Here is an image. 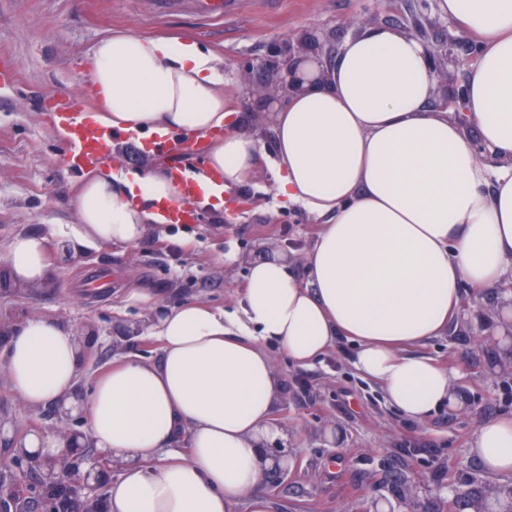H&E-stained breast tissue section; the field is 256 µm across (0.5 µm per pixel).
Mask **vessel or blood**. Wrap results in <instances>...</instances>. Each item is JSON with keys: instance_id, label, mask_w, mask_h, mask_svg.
<instances>
[{"instance_id": "b4317fda", "label": "vessel or blood", "mask_w": 512, "mask_h": 512, "mask_svg": "<svg viewBox=\"0 0 512 512\" xmlns=\"http://www.w3.org/2000/svg\"><path fill=\"white\" fill-rule=\"evenodd\" d=\"M41 107L53 113L60 128L66 132L62 154L66 165L76 170H88L111 158L116 135L110 128L90 119L92 106L81 95L59 99L46 93L42 96ZM153 149L170 158L172 171L178 177H182L189 166L204 160L202 146L182 140L160 138L154 142ZM198 193L195 183L184 180L183 200L163 208L167 223L184 224L193 219L192 203Z\"/></svg>"}]
</instances>
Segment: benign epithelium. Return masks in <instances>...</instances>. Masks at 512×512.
Wrapping results in <instances>:
<instances>
[{"instance_id": "1", "label": "benign epithelium", "mask_w": 512, "mask_h": 512, "mask_svg": "<svg viewBox=\"0 0 512 512\" xmlns=\"http://www.w3.org/2000/svg\"><path fill=\"white\" fill-rule=\"evenodd\" d=\"M291 60L270 65L266 82L280 90V74ZM38 458L18 454L13 460L15 475L0 481V512H105L103 489L112 472V460L83 453L57 469L45 470Z\"/></svg>"}]
</instances>
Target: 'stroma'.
Returning a JSON list of instances; mask_svg holds the SVG:
<instances>
[{
	"label": "stroma",
	"instance_id": "35a3bbf8",
	"mask_svg": "<svg viewBox=\"0 0 512 512\" xmlns=\"http://www.w3.org/2000/svg\"><path fill=\"white\" fill-rule=\"evenodd\" d=\"M412 14L432 21L433 51L463 34L437 0H229L220 17L194 0L165 7L156 0H0V53L17 68L15 82H0V314L16 324L30 316L63 319L83 343L82 395L124 355L160 357L155 338L129 335L147 311L126 302L124 289H152L164 308L200 301L229 311L249 261L284 256L292 271L304 272L302 257L319 226L301 210L267 208L272 182L264 169L235 193L229 215L200 207L186 245L178 243L188 228L182 224L163 236L149 233L130 250L73 243L82 176L62 163L63 139L38 100L48 91L88 95L87 59L100 39L121 30L199 42L217 56L228 91L241 97L244 125L268 146L262 103L275 91L264 82L266 66L290 54H324L369 26L402 30ZM19 234L47 239L51 274L43 285L20 287L8 276L4 247ZM462 307L479 309L480 321L452 325L415 351L461 370L465 406L419 423L403 419L376 383L358 375L346 342L306 366L279 357L285 397L274 421L289 446L287 466L264 484L273 512H475L476 500L512 499V476L488 474L469 452L481 421L512 416V372L497 370L500 350L490 335L501 293L464 288ZM0 419L10 425L0 435L5 481L19 440L56 431L62 421L51 406L22 405L1 380ZM397 486L405 498L394 495Z\"/></svg>",
	"mask_w": 512,
	"mask_h": 512
}]
</instances>
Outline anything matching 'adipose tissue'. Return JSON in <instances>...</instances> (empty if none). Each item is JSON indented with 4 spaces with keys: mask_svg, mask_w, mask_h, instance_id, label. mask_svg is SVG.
Masks as SVG:
<instances>
[{
    "mask_svg": "<svg viewBox=\"0 0 512 512\" xmlns=\"http://www.w3.org/2000/svg\"><path fill=\"white\" fill-rule=\"evenodd\" d=\"M439 10L477 38L461 113L431 108L424 44L386 27L346 40L330 69L320 56L294 57L285 92L264 103L279 204L320 224L305 280L282 259L254 261L231 312L191 302L160 313L150 289H126V300L154 310L145 332L161 359L124 357L80 398V345L64 322L29 317L10 329L0 376L27 407L84 417L120 469L109 512H271L260 488L287 465L288 437L273 423L282 389L270 340L296 365L350 340L354 368L406 420L461 406L459 372L411 348L461 320L463 286L502 288L512 304V0H439ZM89 61L100 124L138 143L208 140L192 178L204 204L223 212L225 192L251 181L261 146L213 53L193 40L115 33ZM180 195L160 166L97 169L82 179L74 236L135 248L165 225L161 204ZM6 255L15 284L47 280L45 237L16 235ZM180 440L188 457L167 454ZM470 451L487 473L512 476V416L480 423Z\"/></svg>",
    "mask_w": 512,
    "mask_h": 512,
    "instance_id": "obj_1",
    "label": "adipose tissue"
}]
</instances>
